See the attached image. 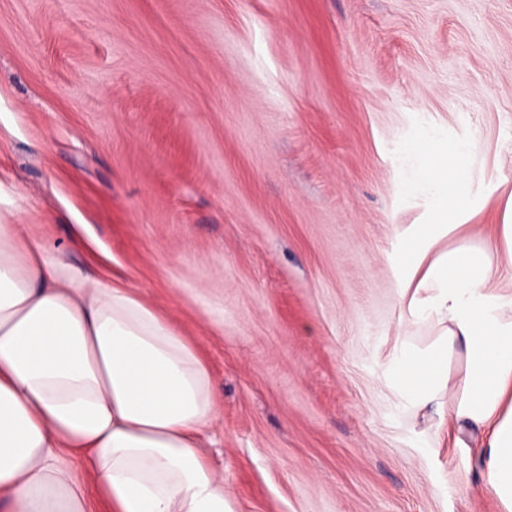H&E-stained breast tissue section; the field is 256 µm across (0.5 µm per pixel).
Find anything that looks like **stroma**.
Listing matches in <instances>:
<instances>
[{"label":"stroma","mask_w":512,"mask_h":512,"mask_svg":"<svg viewBox=\"0 0 512 512\" xmlns=\"http://www.w3.org/2000/svg\"><path fill=\"white\" fill-rule=\"evenodd\" d=\"M429 129L468 142L489 236L512 0H0V223L110 255L196 341L237 512H497L389 372L430 338L399 263L432 221L401 168Z\"/></svg>","instance_id":"stroma-1"}]
</instances>
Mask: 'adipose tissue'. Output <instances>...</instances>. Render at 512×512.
<instances>
[{
  "label": "adipose tissue",
  "instance_id": "adipose-tissue-1",
  "mask_svg": "<svg viewBox=\"0 0 512 512\" xmlns=\"http://www.w3.org/2000/svg\"><path fill=\"white\" fill-rule=\"evenodd\" d=\"M469 152L429 132L405 153L435 220L407 241L403 288L434 337L404 345L392 375L414 409L447 401L479 432L484 486L512 512V294L494 287L512 272V197L490 238L463 231ZM219 417L209 366L169 317L30 225L0 224V512H88L92 491L107 512H233L201 449Z\"/></svg>",
  "mask_w": 512,
  "mask_h": 512
}]
</instances>
